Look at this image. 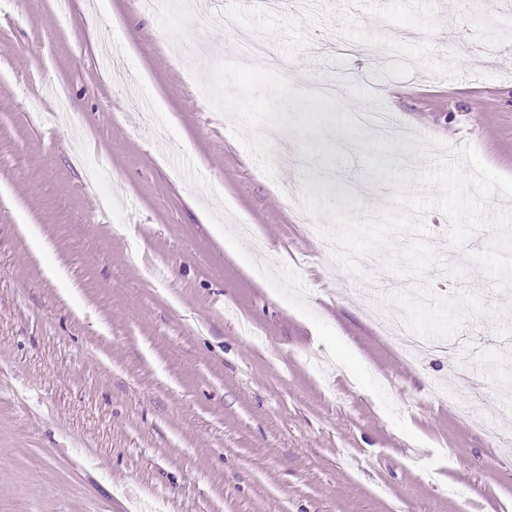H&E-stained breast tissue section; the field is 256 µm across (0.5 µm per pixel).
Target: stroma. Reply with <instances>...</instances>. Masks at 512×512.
<instances>
[{"label": "stroma", "mask_w": 512, "mask_h": 512, "mask_svg": "<svg viewBox=\"0 0 512 512\" xmlns=\"http://www.w3.org/2000/svg\"><path fill=\"white\" fill-rule=\"evenodd\" d=\"M194 2L0 0V512H512V0ZM356 120L363 125L370 126L383 135L393 139H403L408 137L407 132L396 125H394L388 116L382 112H360L356 114ZM393 335L397 343L407 352L413 353L420 350H428L434 348V345L427 344L425 341L406 333L402 327L400 320L393 321L392 325Z\"/></svg>", "instance_id": "stroma-1"}]
</instances>
